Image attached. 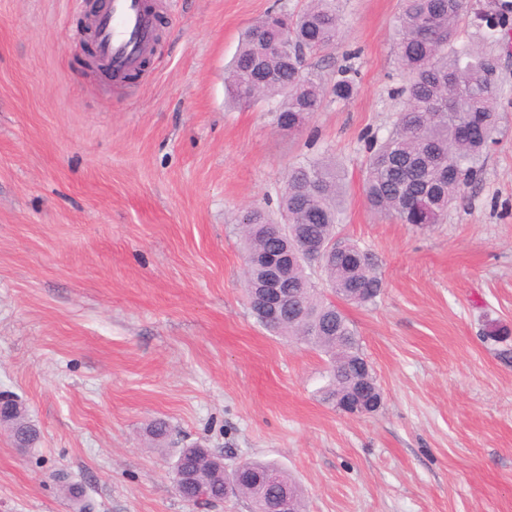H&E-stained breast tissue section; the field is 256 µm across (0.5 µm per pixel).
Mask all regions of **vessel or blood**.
I'll return each instance as SVG.
<instances>
[{"label": "vessel or blood", "instance_id": "obj_1", "mask_svg": "<svg viewBox=\"0 0 512 512\" xmlns=\"http://www.w3.org/2000/svg\"><path fill=\"white\" fill-rule=\"evenodd\" d=\"M157 35L154 17L142 0H110L94 32L99 53L117 81L140 65Z\"/></svg>", "mask_w": 512, "mask_h": 512}]
</instances>
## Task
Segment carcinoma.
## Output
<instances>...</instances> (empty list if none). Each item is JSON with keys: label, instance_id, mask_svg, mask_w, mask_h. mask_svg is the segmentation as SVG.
I'll return each mask as SVG.
<instances>
[{"label": "carcinoma", "instance_id": "obj_1", "mask_svg": "<svg viewBox=\"0 0 512 512\" xmlns=\"http://www.w3.org/2000/svg\"><path fill=\"white\" fill-rule=\"evenodd\" d=\"M470 11L469 0H402L395 18L396 60L407 96L392 131L381 142H371L363 189L369 206L402 224H439L448 207L477 179L488 147L495 142L501 88L493 79V58L467 38L460 23ZM339 0H307L291 14L275 12L251 25L242 35L228 66L227 95L234 105L258 101L273 104L278 126L300 129L305 117L320 111L329 100H344L354 83L340 71L327 84L306 66L304 57L325 51L339 37ZM294 52L278 47L285 36ZM347 193L344 169L331 156L313 158L288 169L279 191L280 208L288 223V236L274 240L260 228L274 221L260 208L240 212L245 257L267 250L302 251L316 240L336 241L348 257L318 267L303 261L288 269V317L270 327L295 339L329 360L322 400L335 405L349 396L357 379V363L364 359L355 327L340 304L366 307L375 302L382 281L371 252L342 235L339 213ZM263 270L256 262L246 271L245 291L252 315L253 295ZM218 455L200 445L181 448L176 462L194 478L179 496L195 503L197 487L213 501L243 495L236 478L218 468ZM248 472L277 475L263 497L250 501L251 512H264L282 486L293 489L296 512H305L304 496L288 473L269 462L252 460Z\"/></svg>", "mask_w": 512, "mask_h": 512}]
</instances>
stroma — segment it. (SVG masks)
I'll list each match as a JSON object with an SVG mask.
<instances>
[{
  "label": "stroma",
  "instance_id": "stroma-1",
  "mask_svg": "<svg viewBox=\"0 0 512 512\" xmlns=\"http://www.w3.org/2000/svg\"><path fill=\"white\" fill-rule=\"evenodd\" d=\"M152 2L159 41L114 84L83 63V8L0 0V393L41 433L21 449L0 429V512H73L71 483L95 512H250L178 496L168 473L195 443L275 463L306 512H512V33L493 48L497 141L445 223L418 228L363 193L368 141L407 105L400 0H342L341 39L306 63L350 67L355 91L296 133L230 105L224 76L249 25L304 0ZM327 153L340 228L383 281L345 308L383 393L362 418L321 401L324 357L244 292L239 211L277 213L289 166Z\"/></svg>",
  "mask_w": 512,
  "mask_h": 512
}]
</instances>
